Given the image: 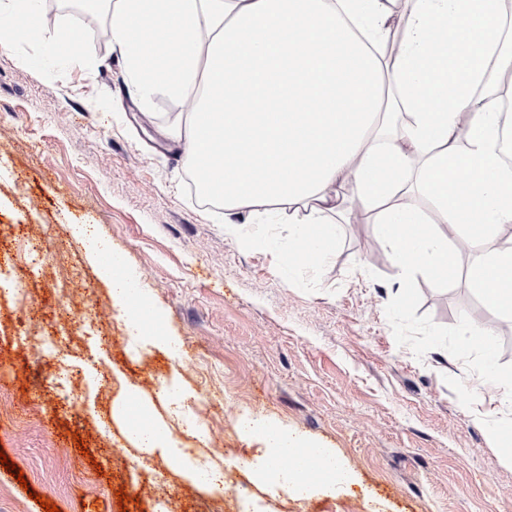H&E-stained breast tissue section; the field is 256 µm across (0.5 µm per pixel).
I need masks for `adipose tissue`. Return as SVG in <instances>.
I'll use <instances>...</instances> for the list:
<instances>
[{"mask_svg": "<svg viewBox=\"0 0 512 512\" xmlns=\"http://www.w3.org/2000/svg\"><path fill=\"white\" fill-rule=\"evenodd\" d=\"M505 0H84L107 9V34L144 95L166 91L189 106L171 137L196 162V188L230 213L287 216L319 226L301 259L330 253L332 217L372 214L401 268L435 275L458 249L433 220L475 251L465 277L486 307L512 319V170L502 162L498 101L512 94V32ZM350 181L343 203L336 186ZM431 206L422 208L416 194ZM265 449L248 468L259 482L309 494L342 487L323 449L324 477L287 464L302 440L278 422L249 419ZM139 447L169 457L208 495L220 469L202 470L159 423L132 428Z\"/></svg>", "mask_w": 512, "mask_h": 512, "instance_id": "adipose-tissue-1", "label": "adipose tissue"}]
</instances>
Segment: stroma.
<instances>
[{
	"label": "stroma",
	"mask_w": 512,
	"mask_h": 512,
	"mask_svg": "<svg viewBox=\"0 0 512 512\" xmlns=\"http://www.w3.org/2000/svg\"><path fill=\"white\" fill-rule=\"evenodd\" d=\"M81 28L79 57L41 67L42 47L0 48V267L29 282L26 300L0 288V512H202L205 493L173 464L136 448L113 415L128 389L191 448L218 444L235 480L224 512H512V392L482 380L489 360L512 378V332L494 357L478 348V293L398 268L368 216L339 225L336 246L309 263L297 228L243 216L189 182L187 157L165 137L186 106L135 95L105 34ZM37 239L42 266L27 256ZM122 253L172 350L134 351L126 319L90 253ZM89 311L95 335L45 334ZM111 388L96 389L95 344ZM177 379L190 412L171 420L157 397ZM287 426L335 450L346 493H272L243 469L260 452L248 418ZM14 468V469H15ZM129 500L119 506L118 490Z\"/></svg>",
	"instance_id": "1"
}]
</instances>
